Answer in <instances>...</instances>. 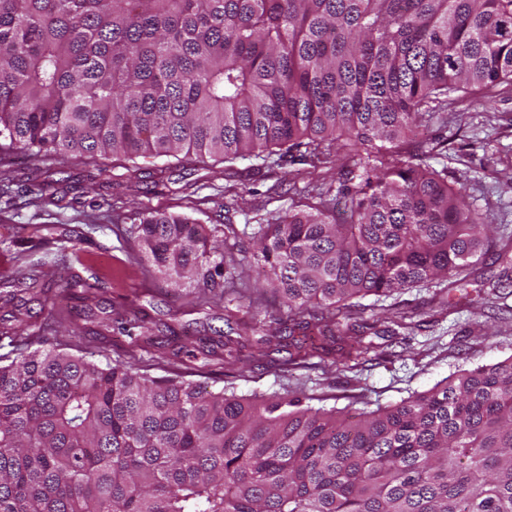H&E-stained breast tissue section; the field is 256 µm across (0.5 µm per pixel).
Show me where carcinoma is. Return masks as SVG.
I'll list each match as a JSON object with an SVG mask.
<instances>
[{
	"label": "carcinoma",
	"instance_id": "carcinoma-1",
	"mask_svg": "<svg viewBox=\"0 0 512 512\" xmlns=\"http://www.w3.org/2000/svg\"><path fill=\"white\" fill-rule=\"evenodd\" d=\"M502 84L512 0H0V152L313 169L344 155L341 203H290L243 256L288 335L330 332L338 362L364 359L382 320L355 299L456 288L471 259L512 247L415 140L456 94ZM53 175L25 191L47 195ZM228 230L149 211L129 235L172 287L227 309ZM65 288L75 317L36 271L0 275V512H512V356L341 417L141 372L138 352H167L135 298L118 321L128 362L46 349L38 319L80 335L98 307L79 274ZM269 318L244 324L254 358ZM240 346L226 333L190 356L239 362ZM294 348L290 363L325 351Z\"/></svg>",
	"mask_w": 512,
	"mask_h": 512
}]
</instances>
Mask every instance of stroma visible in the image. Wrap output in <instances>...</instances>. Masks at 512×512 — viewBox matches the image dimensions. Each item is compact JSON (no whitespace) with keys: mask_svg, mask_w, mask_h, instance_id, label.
Masks as SVG:
<instances>
[{"mask_svg":"<svg viewBox=\"0 0 512 512\" xmlns=\"http://www.w3.org/2000/svg\"><path fill=\"white\" fill-rule=\"evenodd\" d=\"M426 135L445 146L433 165L447 167L449 184L461 188L466 201L484 214L490 237H512V87H496L489 99L474 94L449 102L436 113ZM135 165L136 183L108 189L87 159L0 154V184L15 187L11 195L0 196V274L26 270L41 259L53 290H60L75 271L99 284L103 313L135 295L148 326L165 323L198 338L213 336L226 321L248 318L259 308L278 312L279 305L260 293L251 271L238 282L245 293L240 306L227 311L220 305H198L194 288L173 289L129 240L127 230L136 214L153 209L240 230L248 223H266L288 202L303 204L298 190L305 182L318 184L325 198H332L344 161L335 159L307 180L298 175L296 165L286 162L256 167L241 160L229 178L222 176L223 165L215 161L202 167L174 158L163 163L139 157ZM45 167L63 171L54 199L21 191L27 176ZM68 239L80 247L79 262L70 266L59 252ZM506 265L492 250L476 257L474 274L462 287L447 292L432 283L382 299L385 316H411V338L353 369L329 360L292 369L284 364V349L244 360L238 367L187 356L159 363L145 353L139 367L156 378L190 380L212 389L231 383L241 394L269 398L294 393L312 407L328 410L354 412L363 394L391 405L459 370L512 356V295L499 298L490 293ZM42 335L46 347L61 346L102 365L124 360L128 342L117 332L104 341L87 334L72 336L54 324L45 326ZM241 371L246 379H238Z\"/></svg>","mask_w":512,"mask_h":512,"instance_id":"35a3bbf8","label":"stroma"}]
</instances>
